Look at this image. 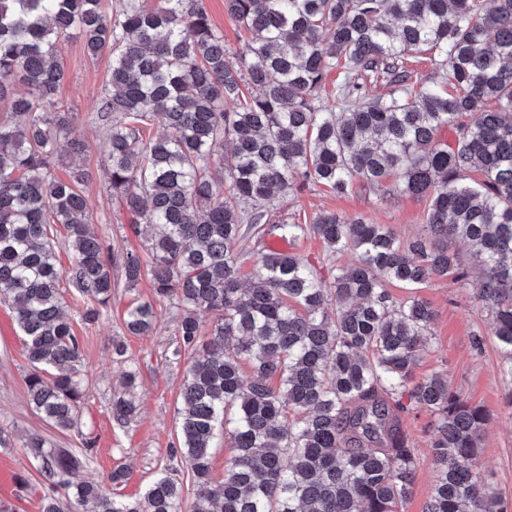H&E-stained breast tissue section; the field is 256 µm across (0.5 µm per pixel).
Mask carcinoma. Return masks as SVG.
<instances>
[{"instance_id":"obj_1","label":"carcinoma","mask_w":512,"mask_h":512,"mask_svg":"<svg viewBox=\"0 0 512 512\" xmlns=\"http://www.w3.org/2000/svg\"><path fill=\"white\" fill-rule=\"evenodd\" d=\"M224 3L248 35L240 53L199 0H124L112 16L103 0H0V100L12 118L0 122V302L25 336L30 404L59 431L76 426L87 383L64 294L70 287L86 300V323L112 298L116 256L92 230L87 173L51 172L61 142L83 151L69 138L78 113L57 98L61 38L75 33L88 56H112V93L97 107L109 121L110 190L151 230L148 261L121 256L126 283L147 278L155 299L182 310L177 331L191 364L169 454L194 477L191 512H404L419 460L403 396L434 416L426 512H504L473 471L485 411L445 378H413L433 308L387 285L465 279L448 241L467 242L482 270L476 294L512 375V0L489 9L482 0ZM424 47L441 72L414 87L406 61ZM332 72L339 112L316 104ZM369 75L395 91L366 98ZM19 82L27 92H14ZM151 122L159 132L146 138ZM448 126L450 146L438 142ZM471 173L481 180L469 182ZM356 180L426 199V234L401 245L386 224L321 214L312 231L332 252L353 251V264L328 283L298 255L266 253L241 284L237 245L264 232L276 202L316 184L344 194ZM56 224L71 250L66 269ZM201 312L211 317L205 342ZM123 322L132 335L150 334L153 301H131ZM136 380L127 371L112 398L119 424L137 411ZM221 431L230 455L214 482ZM26 447L49 482L39 512H64L65 500L90 503L89 512H183L182 487L167 475L132 500L66 481L93 457L91 441L75 453L33 435Z\"/></svg>"}]
</instances>
